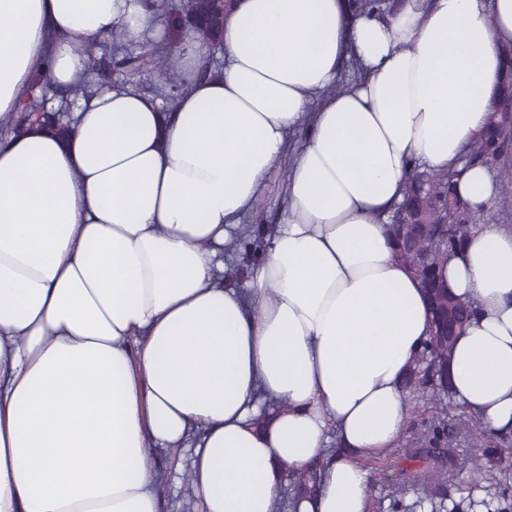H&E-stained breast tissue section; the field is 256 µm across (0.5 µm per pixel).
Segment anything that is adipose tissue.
I'll return each mask as SVG.
<instances>
[{
    "mask_svg": "<svg viewBox=\"0 0 512 512\" xmlns=\"http://www.w3.org/2000/svg\"><path fill=\"white\" fill-rule=\"evenodd\" d=\"M149 0H0V127L36 69L79 83L90 44L138 42ZM512 0H238L224 71L174 111L121 82L71 133L0 144V512H160L151 461L189 453L197 512H368L431 337L386 225L416 161L459 165L497 101ZM364 80L337 89L344 59ZM289 209L240 286L241 217L288 136ZM475 314L454 400L512 431V234L482 225L442 271ZM319 479L317 468L299 471L293 475L291 491L293 499L314 494Z\"/></svg>",
    "mask_w": 512,
    "mask_h": 512,
    "instance_id": "obj_1",
    "label": "adipose tissue"
}]
</instances>
